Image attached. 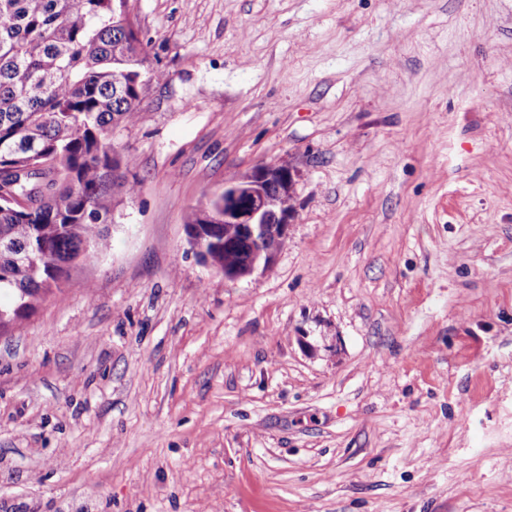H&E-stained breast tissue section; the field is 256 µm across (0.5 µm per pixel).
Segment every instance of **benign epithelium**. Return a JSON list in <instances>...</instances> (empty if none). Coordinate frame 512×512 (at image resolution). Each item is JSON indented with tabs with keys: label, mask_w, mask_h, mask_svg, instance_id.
I'll list each match as a JSON object with an SVG mask.
<instances>
[{
	"label": "benign epithelium",
	"mask_w": 512,
	"mask_h": 512,
	"mask_svg": "<svg viewBox=\"0 0 512 512\" xmlns=\"http://www.w3.org/2000/svg\"><path fill=\"white\" fill-rule=\"evenodd\" d=\"M293 182L294 173L286 165L258 166L224 182V189L217 193L224 202L216 208L201 207L207 224L185 227L190 248L227 278L247 277L259 268L267 270L295 218ZM211 223L224 225V245L205 234Z\"/></svg>",
	"instance_id": "obj_1"
}]
</instances>
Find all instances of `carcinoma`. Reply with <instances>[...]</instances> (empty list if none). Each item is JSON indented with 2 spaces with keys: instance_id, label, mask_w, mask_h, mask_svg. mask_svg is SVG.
I'll return each mask as SVG.
<instances>
[{
  "instance_id": "cac0c4a2",
  "label": "carcinoma",
  "mask_w": 512,
  "mask_h": 512,
  "mask_svg": "<svg viewBox=\"0 0 512 512\" xmlns=\"http://www.w3.org/2000/svg\"><path fill=\"white\" fill-rule=\"evenodd\" d=\"M116 0H0V334L61 291L105 246L114 200L112 127L133 122L146 56Z\"/></svg>"
}]
</instances>
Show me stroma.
I'll return each mask as SVG.
<instances>
[{
	"label": "stroma",
	"mask_w": 512,
	"mask_h": 512,
	"mask_svg": "<svg viewBox=\"0 0 512 512\" xmlns=\"http://www.w3.org/2000/svg\"><path fill=\"white\" fill-rule=\"evenodd\" d=\"M139 191L0 335V512H512V0H131ZM295 172L271 270L191 207Z\"/></svg>",
	"instance_id": "35a3bbf8"
}]
</instances>
